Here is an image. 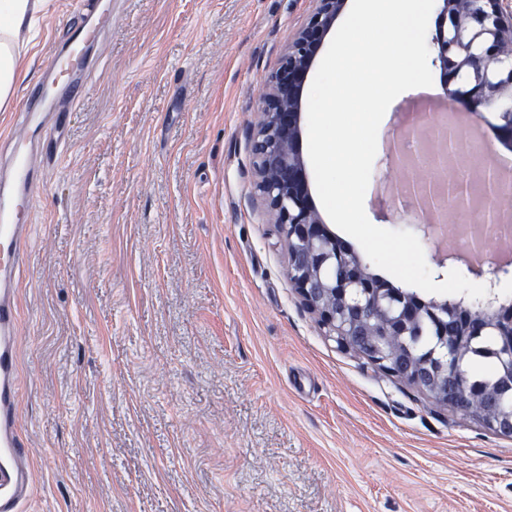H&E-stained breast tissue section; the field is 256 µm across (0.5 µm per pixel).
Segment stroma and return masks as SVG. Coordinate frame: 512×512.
Listing matches in <instances>:
<instances>
[{"label":"stroma","instance_id":"obj_1","mask_svg":"<svg viewBox=\"0 0 512 512\" xmlns=\"http://www.w3.org/2000/svg\"><path fill=\"white\" fill-rule=\"evenodd\" d=\"M80 0H48L25 98ZM66 146L38 157L26 241L20 416L34 459L24 512H512V437L453 412L324 336L288 280L256 189L265 80L313 0H96ZM400 94L365 195L406 166L390 146L444 93ZM498 115L465 117L474 155L512 167Z\"/></svg>","mask_w":512,"mask_h":512}]
</instances>
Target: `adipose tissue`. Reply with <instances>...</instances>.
<instances>
[{
	"mask_svg": "<svg viewBox=\"0 0 512 512\" xmlns=\"http://www.w3.org/2000/svg\"><path fill=\"white\" fill-rule=\"evenodd\" d=\"M46 0H0V112L13 111L16 89L24 80L25 50L18 41L22 28L33 25Z\"/></svg>",
	"mask_w": 512,
	"mask_h": 512,
	"instance_id": "adipose-tissue-1",
	"label": "adipose tissue"
}]
</instances>
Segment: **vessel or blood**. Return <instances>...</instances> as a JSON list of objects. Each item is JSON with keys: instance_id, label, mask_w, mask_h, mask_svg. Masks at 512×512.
Masks as SVG:
<instances>
[{"instance_id": "vessel-or-blood-1", "label": "vessel or blood", "mask_w": 512, "mask_h": 512, "mask_svg": "<svg viewBox=\"0 0 512 512\" xmlns=\"http://www.w3.org/2000/svg\"><path fill=\"white\" fill-rule=\"evenodd\" d=\"M100 27L76 26L67 48L50 60L51 81L72 85L79 100L85 85H73V76L87 67L84 49L98 41ZM41 124H27L16 138L11 175L0 182V512H22L34 488L31 450L18 419V348L21 312L19 271L25 260L24 243L31 227L36 191L41 180L31 149L41 136Z\"/></svg>"}]
</instances>
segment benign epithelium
Segmentation results:
<instances>
[{
  "label": "benign epithelium",
  "instance_id": "obj_1",
  "mask_svg": "<svg viewBox=\"0 0 512 512\" xmlns=\"http://www.w3.org/2000/svg\"><path fill=\"white\" fill-rule=\"evenodd\" d=\"M307 23L279 56L261 95L259 119L250 138V152L259 191L271 223L288 243V279L305 305L318 316L325 334L356 354L367 357L355 340L374 351L372 363L402 381H410L433 401L466 416H477L490 430L512 435V407L502 404L501 393L485 389L470 396L448 386V364H457L464 350L445 347L443 362L401 365L411 359L407 337L413 335L419 312L396 303L367 265L348 254L323 224L311 199L301 154L304 87L310 66L324 36L342 13L346 0H314ZM429 48L445 82L451 113L464 109L477 115L498 114L499 140L512 143V11L504 0H439V17ZM433 148L414 159L412 176L396 195L412 208L436 217L415 225L423 239L436 243L445 234L448 218H456L473 204L470 182L464 173H448L461 141L456 128L429 113L423 126L410 132ZM469 249L492 254L490 231L465 237ZM468 272L490 275L494 282L512 275V264L488 262V269L467 266ZM502 308L489 294L465 308V320L475 336L499 329ZM497 358L504 369V384L512 385V339L500 343Z\"/></svg>",
  "mask_w": 512,
  "mask_h": 512
}]
</instances>
